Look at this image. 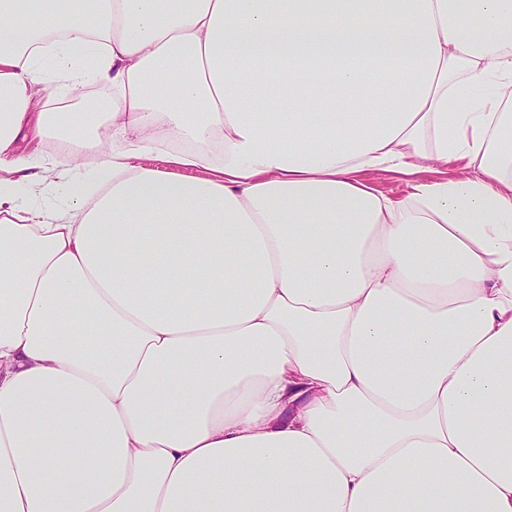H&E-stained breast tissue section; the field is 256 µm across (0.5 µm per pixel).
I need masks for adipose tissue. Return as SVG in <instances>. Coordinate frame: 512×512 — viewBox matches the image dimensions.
Masks as SVG:
<instances>
[{"mask_svg":"<svg viewBox=\"0 0 512 512\" xmlns=\"http://www.w3.org/2000/svg\"><path fill=\"white\" fill-rule=\"evenodd\" d=\"M511 130L512 0H0V512H512ZM368 180L380 192L390 196H402L405 192V176L392 171L369 172L365 174Z\"/></svg>","mask_w":512,"mask_h":512,"instance_id":"adipose-tissue-1","label":"adipose tissue"}]
</instances>
